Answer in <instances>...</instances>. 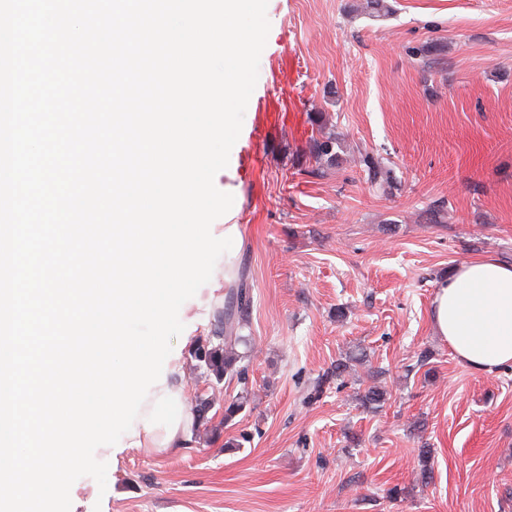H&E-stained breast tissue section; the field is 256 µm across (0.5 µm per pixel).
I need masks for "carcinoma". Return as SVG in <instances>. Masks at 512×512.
<instances>
[{
	"label": "carcinoma",
	"mask_w": 512,
	"mask_h": 512,
	"mask_svg": "<svg viewBox=\"0 0 512 512\" xmlns=\"http://www.w3.org/2000/svg\"><path fill=\"white\" fill-rule=\"evenodd\" d=\"M338 144L340 136L337 134L322 139L313 138L309 143V152L317 159L326 157L334 161L337 154L333 148ZM364 164L371 183L381 186L390 179L389 172L377 166L371 158H364ZM250 303V292L245 284L230 288L224 298V305L218 311L211 335L197 339L192 347L191 355L204 363L218 382L226 377L235 378L241 383L246 381L247 366L241 364L243 356L233 351V347L248 343V338L241 331L248 322ZM386 396V390L374 386L362 395L361 402L367 408H378L385 402Z\"/></svg>",
	"instance_id": "obj_1"
}]
</instances>
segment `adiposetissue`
<instances>
[{"mask_svg":"<svg viewBox=\"0 0 512 512\" xmlns=\"http://www.w3.org/2000/svg\"><path fill=\"white\" fill-rule=\"evenodd\" d=\"M430 317L462 364L481 372L512 365V265L481 258L438 285Z\"/></svg>","mask_w":512,"mask_h":512,"instance_id":"1","label":"adipose tissue"}]
</instances>
